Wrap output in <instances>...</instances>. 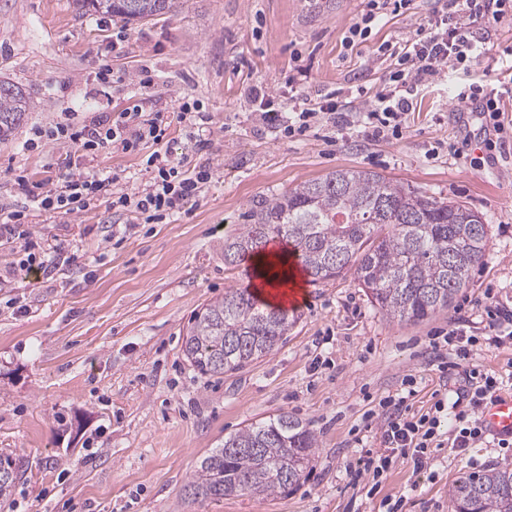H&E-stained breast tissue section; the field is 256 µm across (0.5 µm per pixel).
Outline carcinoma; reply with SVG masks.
Here are the masks:
<instances>
[{"instance_id":"carcinoma-1","label":"carcinoma","mask_w":512,"mask_h":512,"mask_svg":"<svg viewBox=\"0 0 512 512\" xmlns=\"http://www.w3.org/2000/svg\"><path fill=\"white\" fill-rule=\"evenodd\" d=\"M76 9L135 23L176 10L180 0H73ZM28 110L21 89L0 82V137ZM276 240L290 247L312 282L353 271L381 313L417 322L451 306L486 253L487 225L461 203L426 197L370 170L341 169L265 200L251 223L224 241V264L247 263L257 279L270 268L251 264ZM295 319L233 288L195 314L183 337L186 360L212 376L240 370L271 354ZM310 424L282 413L224 439L205 456L186 489L222 499L268 495L300 483L315 461ZM19 466L0 472V499L10 496ZM452 512H512V469L469 474L448 493Z\"/></svg>"}]
</instances>
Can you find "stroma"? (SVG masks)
Returning <instances> with one entry per match:
<instances>
[{
    "mask_svg": "<svg viewBox=\"0 0 512 512\" xmlns=\"http://www.w3.org/2000/svg\"><path fill=\"white\" fill-rule=\"evenodd\" d=\"M365 0H183L177 11L136 24L83 15L72 0H0V81L20 88L31 107L0 138V212L17 203L16 176L50 185L69 163L65 147L25 149L46 123L79 127L132 105L170 119L167 145L189 153L175 117L183 104L208 113L212 178L181 213L135 234L108 237L127 221L100 197L67 219L37 213L35 234L59 245L51 277L30 269L20 243L0 245V454L23 477L0 512H448L460 477L512 468V451L490 443L466 453L436 450L430 470L397 465L379 492L352 483L347 465L378 448L360 429L380 399L413 379L414 408L428 407L442 382L430 340L458 320L482 335L486 291L512 306V137L495 150L459 156L460 91L489 82L512 103V24L489 30L493 55L448 71L419 90L402 136L377 141L351 130L332 139L322 126L290 137L267 128L258 92L275 106L383 84L387 46L412 39L437 0H414L386 16L368 39L349 46ZM112 69L108 82L99 65ZM153 145L101 153L98 167L135 189L148 179ZM337 169L371 170L441 200L478 211L487 250L446 310L418 322L386 317L353 274L307 283L296 323L270 355L210 376L182 353L188 323L203 304L250 282L246 266L224 264V241L249 223L257 203ZM75 420L61 431L55 413ZM309 422L317 438L313 469L300 484L263 496L239 492L193 499L185 486L200 460L225 437L280 413Z\"/></svg>",
    "mask_w": 512,
    "mask_h": 512,
    "instance_id": "obj_1",
    "label": "stroma"
}]
</instances>
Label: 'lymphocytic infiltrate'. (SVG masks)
<instances>
[{
  "label": "lymphocytic infiltrate",
  "mask_w": 512,
  "mask_h": 512,
  "mask_svg": "<svg viewBox=\"0 0 512 512\" xmlns=\"http://www.w3.org/2000/svg\"><path fill=\"white\" fill-rule=\"evenodd\" d=\"M506 2L447 0L443 12L422 24L421 37L404 45L399 67L390 76L391 88L372 95L365 88H358L361 102L355 109H348L339 101L308 99L292 114L268 107L262 110L261 118L271 129H285L292 135L304 134L328 114L335 116L337 128H357L360 136L368 140L402 135L412 106L411 95L418 86L441 78L446 67L491 54L492 45L476 31L475 24L480 20L501 23L507 17ZM36 135L42 141L66 145L86 157L107 150L129 152L147 142L156 146L146 161L151 177L138 191H126L118 175L75 164L57 176L51 189L29 192L25 208L12 212L8 221L0 224V239L23 241L30 251L29 264L43 272L54 267L57 249L43 238L33 236L26 226L29 212L67 218L86 211L100 195L109 194L122 211L143 218L145 223H155L181 211L212 176L209 168L189 169L187 157H174L169 149L163 148V115L149 117L136 106L113 121L99 119L75 130L60 123L49 124L39 127ZM484 312V338L472 336L458 325L436 334L431 342L432 349L441 354L438 368L442 376L448 378L463 372L464 387L435 398L423 412L413 410L407 397L389 396L380 400L379 411L364 414V425L380 422L381 447L350 465L353 482L365 480L378 488L396 465L408 464L417 472L430 468L434 449L444 443H452L463 452L485 442L481 408L499 391L501 380L474 365L473 348L480 341L496 348L511 344L512 311L490 297Z\"/></svg>",
  "instance_id": "f902f5d3"
}]
</instances>
